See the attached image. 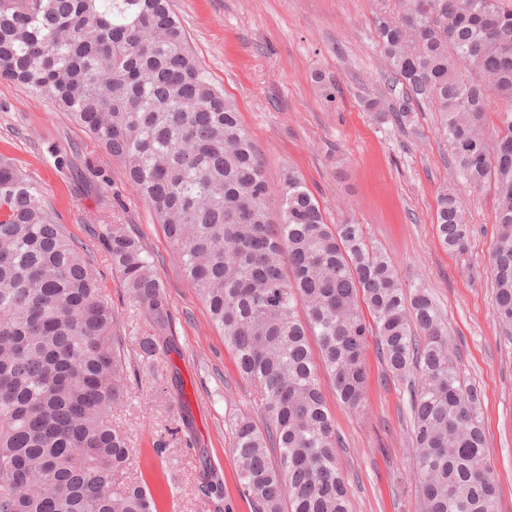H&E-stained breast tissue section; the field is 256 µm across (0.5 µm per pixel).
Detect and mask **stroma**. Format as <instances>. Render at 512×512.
Wrapping results in <instances>:
<instances>
[{
	"mask_svg": "<svg viewBox=\"0 0 512 512\" xmlns=\"http://www.w3.org/2000/svg\"><path fill=\"white\" fill-rule=\"evenodd\" d=\"M205 75L238 108L271 190L287 170L301 175L329 223L348 220L394 264L403 287L427 288L481 393L480 417L499 488L496 512H512V340L493 312L489 255L498 226L492 187L471 188L448 168V142L432 105L404 123L387 114L402 86L376 39V23L403 12L401 0H174ZM375 100L379 111H366ZM0 152L41 187L57 223L92 255L118 316L130 366L128 395L112 413L136 455L130 476L145 481L158 512H250L229 452L231 425L264 411L252 383L190 284L174 248L121 165L44 96L0 80ZM463 199L468 240L451 252L433 218L443 188ZM120 224L157 259L175 349L148 359L136 339L148 320L131 301L106 252L101 227ZM360 412L346 408L329 378L322 390L349 480L350 512H419L405 384L390 376L375 345ZM215 468L224 498L198 489Z\"/></svg>",
	"mask_w": 512,
	"mask_h": 512,
	"instance_id": "obj_1",
	"label": "stroma"
}]
</instances>
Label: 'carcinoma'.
<instances>
[{"label": "carcinoma", "mask_w": 512, "mask_h": 512, "mask_svg": "<svg viewBox=\"0 0 512 512\" xmlns=\"http://www.w3.org/2000/svg\"><path fill=\"white\" fill-rule=\"evenodd\" d=\"M376 33L409 90L390 111L405 119L411 102L435 104L450 166L474 188L495 186L494 315L512 333V7L407 0ZM0 79L68 113L154 210L267 415L262 428L247 417L231 426L251 512H350L318 372L359 409L370 336L410 386L421 512H495L480 393L453 361L435 302L424 288L405 291L361 225L327 223L296 171L272 206L239 112L198 65L172 0H0ZM492 95L501 105L491 132ZM434 222L443 247L463 248L455 190L439 192ZM103 238L148 315L139 346L153 356L171 332L153 256L121 224L104 225ZM117 320L83 247L0 154V512H157L145 484L127 476L134 449L112 426L127 391ZM201 488L224 494L211 470Z\"/></svg>", "instance_id": "carcinoma-1"}]
</instances>
